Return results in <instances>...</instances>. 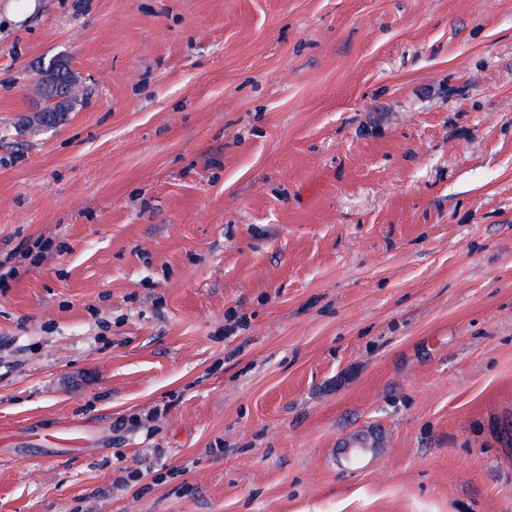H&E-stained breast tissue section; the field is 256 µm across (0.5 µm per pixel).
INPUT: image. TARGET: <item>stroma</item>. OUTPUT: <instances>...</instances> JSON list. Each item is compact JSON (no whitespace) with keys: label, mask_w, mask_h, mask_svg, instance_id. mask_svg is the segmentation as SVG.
Wrapping results in <instances>:
<instances>
[{"label":"stroma","mask_w":512,"mask_h":512,"mask_svg":"<svg viewBox=\"0 0 512 512\" xmlns=\"http://www.w3.org/2000/svg\"><path fill=\"white\" fill-rule=\"evenodd\" d=\"M9 3L0 512H512V0Z\"/></svg>","instance_id":"stroma-1"}]
</instances>
